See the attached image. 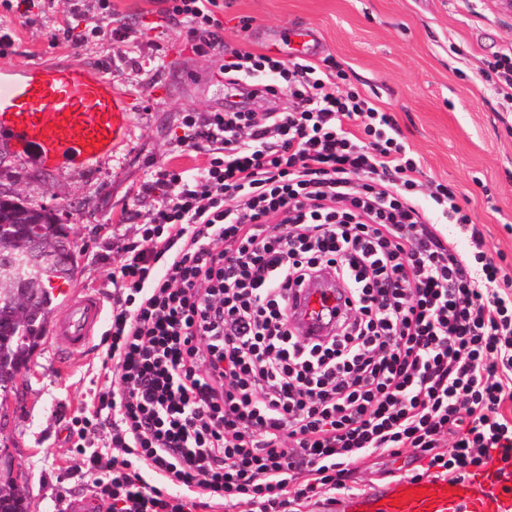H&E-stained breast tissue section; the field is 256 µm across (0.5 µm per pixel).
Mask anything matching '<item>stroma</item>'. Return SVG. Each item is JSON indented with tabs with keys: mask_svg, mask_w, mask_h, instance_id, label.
<instances>
[{
	"mask_svg": "<svg viewBox=\"0 0 512 512\" xmlns=\"http://www.w3.org/2000/svg\"><path fill=\"white\" fill-rule=\"evenodd\" d=\"M114 34L80 50L54 43L62 24L85 26L68 0H35L25 13L0 7V67L31 69L103 62L102 72L126 98L130 125L114 153L87 168H45L31 154L0 150V193L52 213L75 245L80 289L112 292V236L132 234L126 213L145 211L140 195L155 171L202 167L204 153L182 142L186 112H220L217 83L223 54L196 53L185 30L165 14L163 0H112ZM224 44L251 51L284 48L293 25L317 33L320 56L332 57L357 88L392 113L404 143L420 158L423 182L451 186L473 223L483 228L488 254L512 275V106L482 77L489 62L512 48V11L501 0H223ZM98 333L59 368L42 339L16 382L0 419V453L28 476L30 512H60L89 497L75 467L106 446L105 430L66 428L95 391L108 385L106 345Z\"/></svg>",
	"mask_w": 512,
	"mask_h": 512,
	"instance_id": "35a3bbf8",
	"label": "stroma"
}]
</instances>
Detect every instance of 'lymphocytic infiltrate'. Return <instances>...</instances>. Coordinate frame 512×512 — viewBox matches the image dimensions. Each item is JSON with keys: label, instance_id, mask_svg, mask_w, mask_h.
Returning a JSON list of instances; mask_svg holds the SVG:
<instances>
[{"label": "lymphocytic infiltrate", "instance_id": "lymphocytic-infiltrate-1", "mask_svg": "<svg viewBox=\"0 0 512 512\" xmlns=\"http://www.w3.org/2000/svg\"><path fill=\"white\" fill-rule=\"evenodd\" d=\"M219 0H168L198 53L222 51L229 102L184 113L203 168L164 169L112 240L111 384L82 461L110 512H304L370 458L410 449L464 479L512 466V278L455 191H424L397 123L332 59L215 35ZM431 211H424L422 196ZM456 225L459 251L444 233ZM335 281L330 332L297 291ZM333 286V288H330ZM322 293L330 294L335 298L336 306L340 307L342 300L339 299L338 291L334 288V283L331 281H323L315 287L304 290L298 300V306L296 309V325L304 333H307L310 329H318L324 327V316L320 315L317 318L316 315H312L313 312L319 313L322 311Z\"/></svg>", "mask_w": 512, "mask_h": 512}]
</instances>
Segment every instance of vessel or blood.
<instances>
[{
	"label": "vessel or blood",
	"instance_id": "1",
	"mask_svg": "<svg viewBox=\"0 0 512 512\" xmlns=\"http://www.w3.org/2000/svg\"><path fill=\"white\" fill-rule=\"evenodd\" d=\"M129 127V110L110 80L93 68L42 67L33 72L0 70V148L33 152L44 167H80L110 156ZM324 281L304 290L296 324L322 327ZM48 296L62 301L64 315H50L48 333L60 350L84 345L102 308L99 298L81 296L75 279L50 283ZM423 497H416V490ZM331 512H512V475L482 481L403 476L360 495L337 499Z\"/></svg>",
	"mask_w": 512,
	"mask_h": 512
}]
</instances>
